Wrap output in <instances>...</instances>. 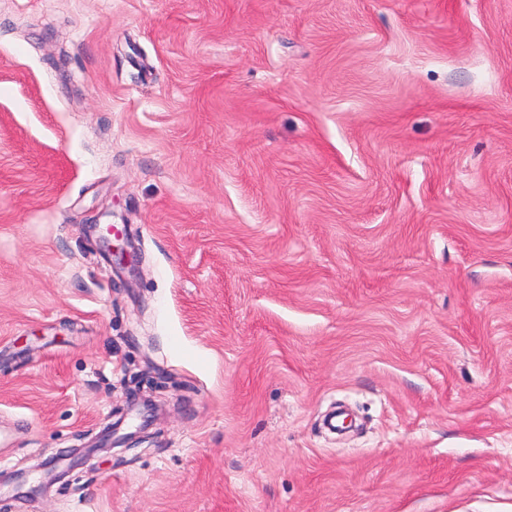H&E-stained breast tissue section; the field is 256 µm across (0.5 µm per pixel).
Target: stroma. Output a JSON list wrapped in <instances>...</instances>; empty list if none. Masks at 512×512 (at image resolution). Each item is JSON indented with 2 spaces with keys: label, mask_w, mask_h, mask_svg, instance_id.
I'll use <instances>...</instances> for the list:
<instances>
[{
  "label": "stroma",
  "mask_w": 512,
  "mask_h": 512,
  "mask_svg": "<svg viewBox=\"0 0 512 512\" xmlns=\"http://www.w3.org/2000/svg\"><path fill=\"white\" fill-rule=\"evenodd\" d=\"M0 512H512V0H0ZM114 241L112 236H101L95 240L93 250L99 251L100 254L115 266L123 267L129 263L132 254L135 252V245L132 236L125 231L116 232L113 229Z\"/></svg>",
  "instance_id": "1"
}]
</instances>
